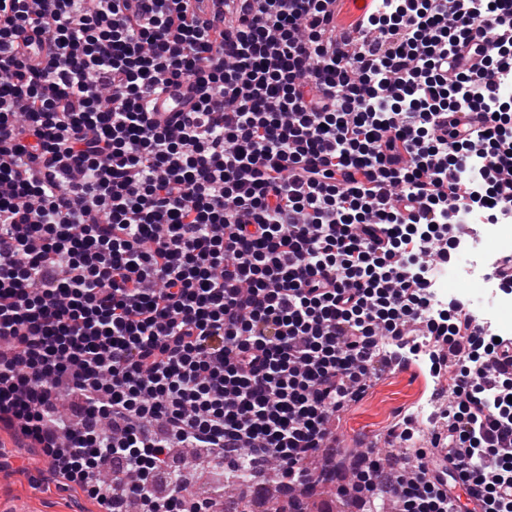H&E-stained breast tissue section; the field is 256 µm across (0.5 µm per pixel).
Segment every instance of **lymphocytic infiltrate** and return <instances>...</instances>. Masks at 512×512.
Here are the masks:
<instances>
[{
	"label": "lymphocytic infiltrate",
	"instance_id": "lymphocytic-infiltrate-1",
	"mask_svg": "<svg viewBox=\"0 0 512 512\" xmlns=\"http://www.w3.org/2000/svg\"><path fill=\"white\" fill-rule=\"evenodd\" d=\"M512 0H0V427L100 507L205 512L175 468L296 485L332 415L428 336L431 445L351 496L512 512V337L433 310L460 214L512 216ZM189 86L188 111L157 100ZM479 112L478 127L460 126ZM447 447L431 472L433 446Z\"/></svg>",
	"mask_w": 512,
	"mask_h": 512
}]
</instances>
